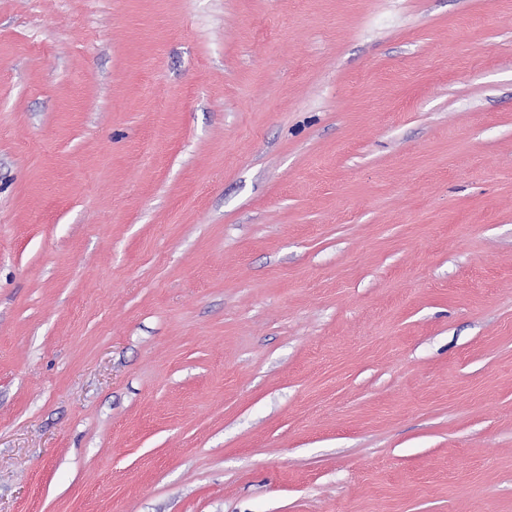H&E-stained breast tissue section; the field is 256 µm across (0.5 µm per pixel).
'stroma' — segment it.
I'll return each mask as SVG.
<instances>
[{
  "label": "stroma",
  "mask_w": 512,
  "mask_h": 512,
  "mask_svg": "<svg viewBox=\"0 0 512 512\" xmlns=\"http://www.w3.org/2000/svg\"><path fill=\"white\" fill-rule=\"evenodd\" d=\"M0 512H512V0H0Z\"/></svg>",
  "instance_id": "stroma-1"
}]
</instances>
